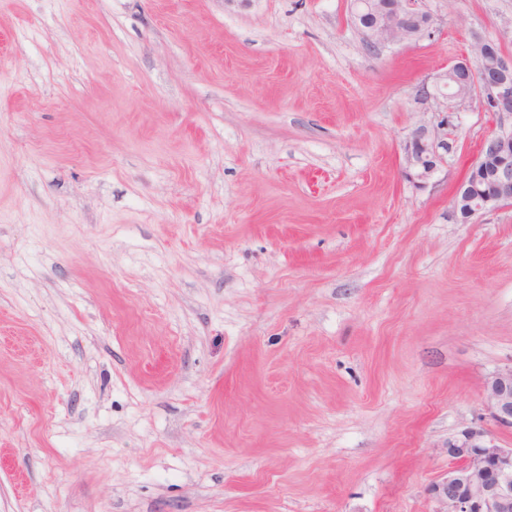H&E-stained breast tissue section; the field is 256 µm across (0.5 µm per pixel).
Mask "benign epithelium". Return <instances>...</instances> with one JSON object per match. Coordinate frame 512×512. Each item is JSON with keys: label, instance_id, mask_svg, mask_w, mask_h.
Masks as SVG:
<instances>
[{"label": "benign epithelium", "instance_id": "benign-epithelium-1", "mask_svg": "<svg viewBox=\"0 0 512 512\" xmlns=\"http://www.w3.org/2000/svg\"><path fill=\"white\" fill-rule=\"evenodd\" d=\"M353 6L352 19L363 43L379 50L433 30L422 0H354ZM438 83L449 93L438 98L425 87L422 91L442 111L451 113L475 97L482 109L499 118V129L483 139L451 199L455 218L466 224L485 211L512 204V129H505V121H512V57L504 54L500 39L481 36L471 46V57L450 66ZM406 149L418 177L436 168L438 157L426 129L415 130ZM484 399L493 421L512 427V369L487 381ZM448 457V473L432 487L444 512H512V448L500 447L484 428L471 426L448 441Z\"/></svg>", "mask_w": 512, "mask_h": 512}]
</instances>
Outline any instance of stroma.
Here are the masks:
<instances>
[{"label":"stroma","mask_w":512,"mask_h":512,"mask_svg":"<svg viewBox=\"0 0 512 512\" xmlns=\"http://www.w3.org/2000/svg\"><path fill=\"white\" fill-rule=\"evenodd\" d=\"M423 5L0 0V512H438L512 448V204L450 207L498 119L420 92L512 0ZM352 19L363 43L377 49L418 40L433 30L432 16L421 0H354ZM364 21V26L359 24ZM375 48L370 50L377 51ZM425 128L415 130L406 146L409 163L418 169L417 176L423 178L437 166L438 157L428 143ZM484 399L493 421L512 427V369L499 372L487 381ZM448 457V473L431 489L446 507L438 512H512V448L471 426L448 442Z\"/></svg>","instance_id":"35a3bbf8"}]
</instances>
